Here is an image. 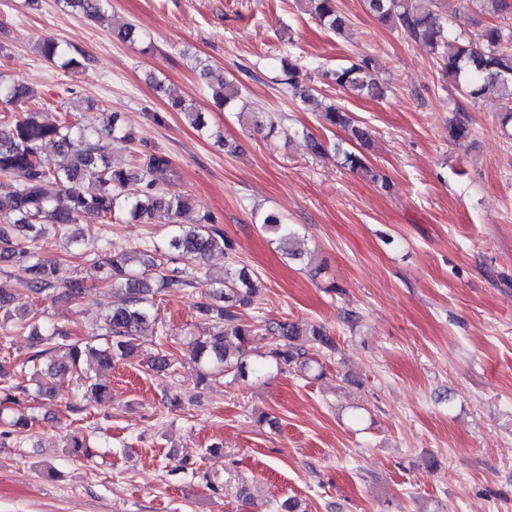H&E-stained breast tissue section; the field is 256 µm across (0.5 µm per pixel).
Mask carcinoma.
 Segmentation results:
<instances>
[{
    "label": "carcinoma",
    "mask_w": 512,
    "mask_h": 512,
    "mask_svg": "<svg viewBox=\"0 0 512 512\" xmlns=\"http://www.w3.org/2000/svg\"><path fill=\"white\" fill-rule=\"evenodd\" d=\"M308 12L329 33L343 37L348 30L345 16L336 0H303ZM369 10L380 20L399 29L409 40L422 46L436 58L446 75L451 77L459 95L475 102L488 95L502 101L500 125L512 138V24H491L482 33L481 44L456 33L448 17L440 11L436 0H366ZM108 0H63L68 11L93 19L104 16ZM480 11L501 16L512 12L509 0H479ZM112 38L136 44L143 40L137 25L130 22L112 24ZM40 54L67 71L86 68L88 57L52 38L38 43ZM303 66L293 59L281 60L279 84L292 88L304 108L315 114L320 124L350 128L351 135L365 144L369 133L351 125L348 113L320 97L318 91L303 82ZM199 75L216 99L231 111L247 110L240 103L237 83L206 63H199ZM324 76L337 86L358 96L382 99L387 87L379 81L373 61L364 58L350 65L327 71ZM34 91L15 80L0 76V107L14 109L29 103ZM171 108L196 131L205 133L209 125L200 112L181 97L173 99ZM304 137L311 153L326 156L343 155V164L361 171L373 180L390 187L386 178L372 171L361 154L335 143L328 146L310 132ZM133 141L119 124L117 113L103 116L99 125H85L77 116L64 115L49 121L39 110L26 109L9 121H0V177L14 183V190L0 195V274L4 266L23 264L28 277L20 289L0 285V331L7 326L31 328L35 351L15 362L13 376L34 378L42 364L56 375L70 377L79 390L91 393L99 403H107L112 393L105 385L92 381L91 373L112 366V362L131 356L146 328L158 324L153 311L154 299L165 290H183L205 280L210 289L195 302L194 327L187 342L189 360L200 370V379L211 374L231 373L243 381L259 376L263 366L253 359L248 344L263 331L276 339L269 352L276 367L292 366L303 374L320 368L315 353L338 350L334 337L322 327L301 328L294 323L243 319V310L252 304L258 291V278L244 266L211 273L204 260L215 252L233 250L224 229L204 214L197 223L187 226L176 219L191 207V198L171 194L166 186L178 173L164 155L144 152L139 165L131 167L117 158L114 144ZM50 145L55 159L44 155ZM94 218L101 224L130 219L164 220L172 230L158 241H150L133 250L109 251L103 247L90 261L112 280V286L123 295L121 304L106 315V342L102 346L74 339L63 326L42 333L41 312L33 308V295L75 301L84 295V283L73 279L62 284L57 279V260L41 254L40 242L49 234H62L66 252L84 255L85 230L81 220ZM259 230L278 243L287 258L302 255L298 235L283 215L270 211L259 217ZM176 260L188 265L170 267ZM0 433L10 436L32 425L27 407L13 395L14 386L0 387ZM65 447L76 457L92 455L80 433L65 435Z\"/></svg>",
    "instance_id": "1"
}]
</instances>
